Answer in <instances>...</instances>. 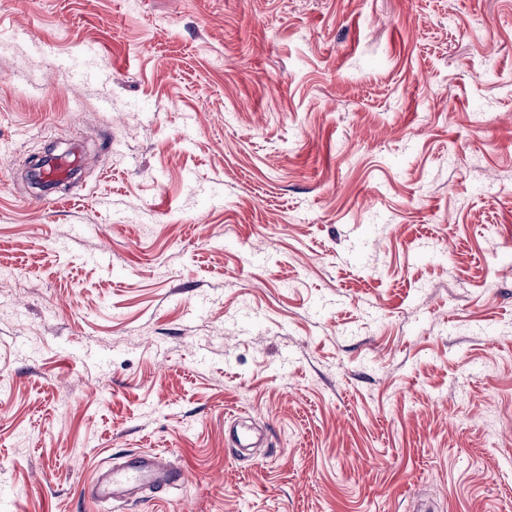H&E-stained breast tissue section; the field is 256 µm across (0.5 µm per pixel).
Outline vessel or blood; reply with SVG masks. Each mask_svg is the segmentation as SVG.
Wrapping results in <instances>:
<instances>
[{"mask_svg":"<svg viewBox=\"0 0 512 512\" xmlns=\"http://www.w3.org/2000/svg\"><path fill=\"white\" fill-rule=\"evenodd\" d=\"M79 148L52 157L41 169L46 183L70 179L81 167ZM184 469L172 456L154 453H133L115 466L98 470L95 477L81 489L82 497L94 502L126 503L138 499L146 489L163 491L182 481Z\"/></svg>","mask_w":512,"mask_h":512,"instance_id":"b4317fda","label":"vessel or blood"}]
</instances>
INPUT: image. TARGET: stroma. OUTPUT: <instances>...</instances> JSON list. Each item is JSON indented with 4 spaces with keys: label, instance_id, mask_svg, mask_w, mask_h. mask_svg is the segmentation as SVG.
Segmentation results:
<instances>
[{
    "label": "stroma",
    "instance_id": "obj_1",
    "mask_svg": "<svg viewBox=\"0 0 512 512\" xmlns=\"http://www.w3.org/2000/svg\"><path fill=\"white\" fill-rule=\"evenodd\" d=\"M1 42L12 512H512V0H0ZM131 451L182 484L80 497ZM82 157L78 147L49 159L40 169L42 181L59 183L70 179L81 167Z\"/></svg>",
    "mask_w": 512,
    "mask_h": 512
}]
</instances>
